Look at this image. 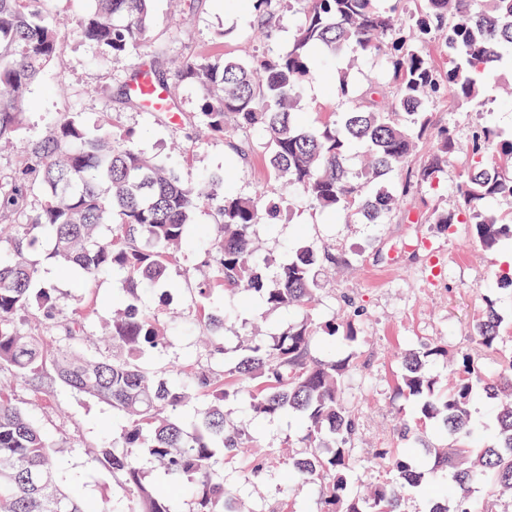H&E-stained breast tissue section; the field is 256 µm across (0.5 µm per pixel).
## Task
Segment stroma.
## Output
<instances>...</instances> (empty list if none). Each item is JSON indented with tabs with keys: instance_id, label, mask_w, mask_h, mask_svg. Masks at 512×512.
Instances as JSON below:
<instances>
[{
	"instance_id": "stroma-1",
	"label": "stroma",
	"mask_w": 512,
	"mask_h": 512,
	"mask_svg": "<svg viewBox=\"0 0 512 512\" xmlns=\"http://www.w3.org/2000/svg\"><path fill=\"white\" fill-rule=\"evenodd\" d=\"M94 5V0H52L50 15L58 21L62 54L32 85L21 136L40 139L57 118L77 114L88 129L104 127L130 134L141 151L157 156L185 181L220 175L231 191L246 196L259 193L266 204L279 206L283 211L279 221L254 228L257 260H278L305 244L330 248L336 264L318 270L324 288L315 313L322 319L339 316L350 304L359 312L358 339L351 347L356 367L345 382V399L359 416L353 488L362 491L385 479V470L373 463L376 450L402 447L401 434L413 425L406 411L408 401L398 391L404 354L429 344L456 354L468 344L472 325L482 314L486 289L496 288L499 311L512 317V289L496 287L497 279L512 274V262L504 258L512 242L505 240L487 249L471 236L468 225L454 224L444 231L428 221L433 209H458L457 186L468 166L466 152L458 151L450 159L448 173L439 183L400 202L382 223L328 216L313 209L299 190L271 177L265 142L259 135L249 136L254 153L246 165L234 159L223 140L186 135L180 120L198 112L197 88L180 86L167 114L147 111L124 95L126 85L142 70L172 74L175 62L188 54L220 58L285 51L300 14L280 10L272 31L263 33L257 30L245 0H183L179 5L174 0H153L151 40L114 62L104 49L79 42L71 34L72 19ZM343 64L340 58L327 59L300 85L302 122L313 124L335 111L330 84ZM432 112L437 125L454 127L462 138L473 123L484 120L505 131L512 129V102L504 98L489 103L484 112L457 108L452 99L443 98L434 103ZM209 248L208 240H196L184 250L173 273L176 289L149 290L141 297V306L159 313L169 326L167 346L144 358L154 370H167L195 359L200 352L201 324L195 314L200 300L194 287L211 273L201 264ZM214 304L224 309V352L229 362L240 356L244 336L271 339L301 315L297 309L245 305L240 295L228 292L216 297ZM53 401L57 412L48 414L35 406L31 409L34 419L51 435L67 437L72 450L63 461L81 474L85 492L111 494V474L84 452L88 445L111 439V406L64 388L55 391ZM226 411L245 432L253 452L285 448L290 434L287 420L259 421L233 404ZM243 467L241 458L226 459L224 486L241 497L251 512H264L278 499L287 502L290 512H315L311 486L288 483L283 469L276 467L245 484Z\"/></svg>"
}]
</instances>
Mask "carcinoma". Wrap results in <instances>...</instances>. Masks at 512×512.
<instances>
[{"mask_svg": "<svg viewBox=\"0 0 512 512\" xmlns=\"http://www.w3.org/2000/svg\"><path fill=\"white\" fill-rule=\"evenodd\" d=\"M40 0H0V144L18 139L26 95L43 68L62 52L56 25ZM150 0H97L74 20L81 40L101 46L120 61L151 37ZM275 0H249L263 29L272 27ZM302 14L288 49L275 56L210 60L183 58L177 80L202 92L196 120L211 136L246 160L249 142L241 128L266 136L270 172L299 188L316 209L334 216L378 224L397 199L434 182L448 170L459 141L449 126L433 123L430 107L451 97L466 109H481L501 66L512 67V0H416L410 25L392 23L386 0H289ZM433 46L448 59L442 70L427 51ZM346 54L379 64L362 85L351 69L336 71L335 96L342 110L317 125L300 121L297 89L319 57ZM432 144L425 160L411 162ZM363 149L367 163L351 166V152ZM469 167L461 186L473 238L491 248L512 236V224L484 209L490 200L512 201V133L490 124L475 126L467 142ZM33 158L0 193V223L8 225L0 261V374L27 385L32 396L52 403L59 384L112 406L123 423L112 427V441L87 452L112 472L122 498L83 495L69 483L78 476L59 464L61 444L37 426L10 393L0 392V512H241L236 495L224 490V455L245 435L225 412L229 401L266 419L294 420L302 452L281 459L272 450L253 460L244 480L260 477L272 464L288 465L298 484L318 487L320 512H401L403 495L439 479L449 499L434 501L430 512H489L472 494L480 486L492 496L512 498V358L493 378L484 377L476 354L493 351L502 339L503 318L495 298L483 295L484 312L472 326L475 348L456 353L454 380L443 386L430 364L448 349L427 345L405 355L399 390L414 400L421 421L441 423L446 439L426 449L381 448L376 458L388 477L360 495L351 487L356 465L355 413L344 401V382L352 358H336V342H354V319L307 316L266 344L252 340L245 354L216 370L203 360L158 373L143 356L165 341L159 315L140 308L141 293L173 289L169 268L192 239L206 236L216 279L198 284V296L246 286L270 308H307L321 284L316 267L331 260L313 245L297 248L268 276L254 261L252 229L277 211L262 196H243L223 179H206L200 194L172 169L125 136L89 130L77 115L61 117L37 141L22 143ZM39 190L40 209L26 211L28 192ZM214 205L215 224L194 223L196 212ZM432 224L459 223L448 209L429 216ZM63 278L94 281L112 272L120 292L102 336L89 328L98 301L66 310L52 288L37 286L40 264ZM209 335L204 360L224 355V311L199 308ZM331 341L322 357L313 354L315 337ZM483 396L495 401V424L488 432L474 416ZM191 399L203 410L187 417L178 409ZM146 456L159 474L146 479L137 459Z\"/></svg>", "mask_w": 512, "mask_h": 512, "instance_id": "cac0c4a2", "label": "carcinoma"}]
</instances>
